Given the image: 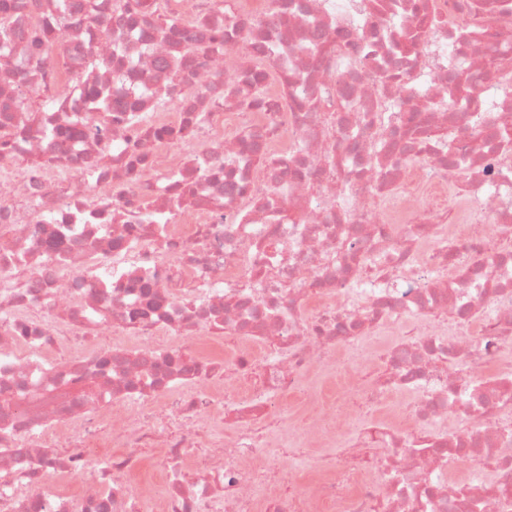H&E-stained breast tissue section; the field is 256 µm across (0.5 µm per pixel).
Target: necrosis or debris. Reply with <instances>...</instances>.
I'll return each mask as SVG.
<instances>
[{
    "mask_svg": "<svg viewBox=\"0 0 512 512\" xmlns=\"http://www.w3.org/2000/svg\"><path fill=\"white\" fill-rule=\"evenodd\" d=\"M66 4L0 0V512H512V0Z\"/></svg>",
    "mask_w": 512,
    "mask_h": 512,
    "instance_id": "4bbe7bcc",
    "label": "necrosis or debris"
}]
</instances>
